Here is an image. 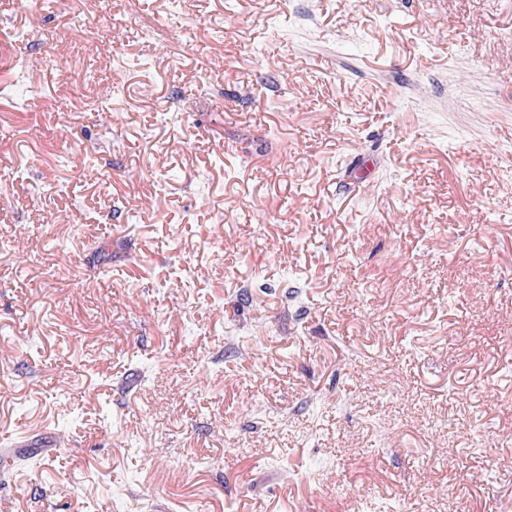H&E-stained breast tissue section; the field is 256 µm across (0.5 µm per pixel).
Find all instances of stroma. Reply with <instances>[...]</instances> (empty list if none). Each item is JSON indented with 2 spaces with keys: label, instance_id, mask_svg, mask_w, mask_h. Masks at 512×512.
I'll list each match as a JSON object with an SVG mask.
<instances>
[{
  "label": "stroma",
  "instance_id": "obj_1",
  "mask_svg": "<svg viewBox=\"0 0 512 512\" xmlns=\"http://www.w3.org/2000/svg\"><path fill=\"white\" fill-rule=\"evenodd\" d=\"M509 31L0 0V512H512Z\"/></svg>",
  "mask_w": 512,
  "mask_h": 512
}]
</instances>
